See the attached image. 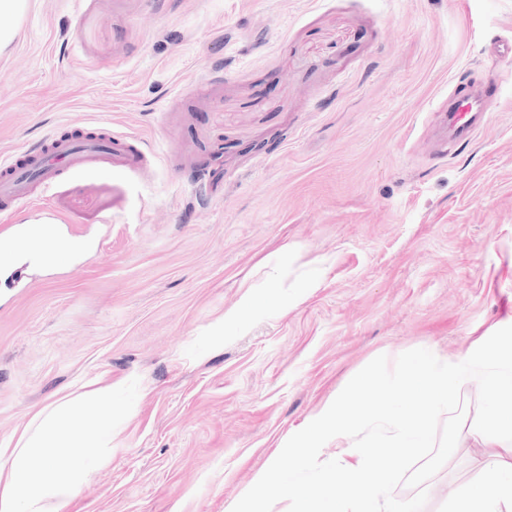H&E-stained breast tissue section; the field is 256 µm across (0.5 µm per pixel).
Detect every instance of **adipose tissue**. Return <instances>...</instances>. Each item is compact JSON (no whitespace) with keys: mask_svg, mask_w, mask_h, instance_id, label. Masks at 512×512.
<instances>
[{"mask_svg":"<svg viewBox=\"0 0 512 512\" xmlns=\"http://www.w3.org/2000/svg\"><path fill=\"white\" fill-rule=\"evenodd\" d=\"M94 400L92 414L74 408ZM112 441V393L95 390L44 406L14 447L0 448V512H62L66 500L108 460ZM64 456L67 467L54 459Z\"/></svg>","mask_w":512,"mask_h":512,"instance_id":"obj_1","label":"adipose tissue"}]
</instances>
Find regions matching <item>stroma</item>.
<instances>
[{"instance_id":"35a3bbf8","label":"stroma","mask_w":512,"mask_h":512,"mask_svg":"<svg viewBox=\"0 0 512 512\" xmlns=\"http://www.w3.org/2000/svg\"><path fill=\"white\" fill-rule=\"evenodd\" d=\"M500 38L512 0H30L0 155L77 132L145 154L0 213L90 243L0 270V444L112 390L110 459L62 512H232L373 358L512 321ZM492 80L484 125L435 159L439 105ZM487 462L458 441L424 512Z\"/></svg>"}]
</instances>
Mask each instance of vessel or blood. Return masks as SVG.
I'll return each instance as SVG.
<instances>
[{
	"label": "vessel or blood",
	"instance_id": "1",
	"mask_svg": "<svg viewBox=\"0 0 512 512\" xmlns=\"http://www.w3.org/2000/svg\"><path fill=\"white\" fill-rule=\"evenodd\" d=\"M498 85L488 82L480 92L453 91L444 104L448 135L456 142L468 140L474 124L483 114L488 98L496 95ZM140 162L138 153H117L109 139L69 138L55 141L51 148L28 160H0V206L11 208L29 198L32 184L51 188L68 169H91L102 164L133 167Z\"/></svg>",
	"mask_w": 512,
	"mask_h": 512
}]
</instances>
